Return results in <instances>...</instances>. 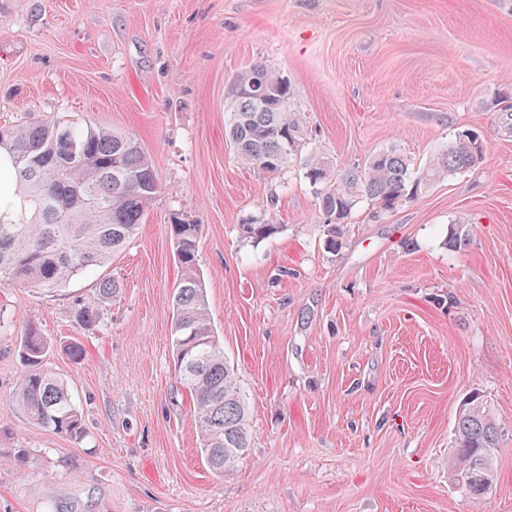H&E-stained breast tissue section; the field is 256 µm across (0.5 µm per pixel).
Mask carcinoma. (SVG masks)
<instances>
[{"instance_id":"1","label":"carcinoma","mask_w":512,"mask_h":512,"mask_svg":"<svg viewBox=\"0 0 512 512\" xmlns=\"http://www.w3.org/2000/svg\"><path fill=\"white\" fill-rule=\"evenodd\" d=\"M294 91L288 78L255 64L237 74L230 87L225 134L236 158L261 173H275L299 160L327 227L326 246L334 250L344 225L363 200L388 212L415 199L433 182L480 162L486 146L476 133L461 131L424 167L390 147L371 154L363 166L335 169L312 150L302 154L305 131L290 111ZM0 280L52 290L104 266L138 234L145 212L162 185L151 157L138 139L104 126L25 120L0 127ZM181 279L171 300L176 370L190 393L201 451L213 472L224 474L250 448L246 395L224 349L215 340L207 299L197 269L199 225H173ZM280 226L250 219L240 238L257 242ZM472 230L453 224L448 245L467 246ZM50 344L28 327L20 347L25 366L16 401L35 424L71 438L85 435L82 416L63 382L42 367ZM498 427L479 395L461 405L454 423L448 478L461 490L484 497L479 477L496 481Z\"/></svg>"}]
</instances>
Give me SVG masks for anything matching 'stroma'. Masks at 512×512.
I'll use <instances>...</instances> for the list:
<instances>
[{
  "mask_svg": "<svg viewBox=\"0 0 512 512\" xmlns=\"http://www.w3.org/2000/svg\"><path fill=\"white\" fill-rule=\"evenodd\" d=\"M255 63L288 77L307 149L338 166L392 146L422 166L464 130L485 157L385 215L360 203L329 251L298 164L253 172L225 137L230 81ZM27 115L133 134L163 190L104 268L0 285V512H512V0H0V125ZM178 217L200 227L247 397L249 454L221 477L172 354ZM251 217L280 230L241 240ZM454 223L473 230L461 251ZM31 325L82 439L13 402ZM473 392L500 428L479 502L448 480Z\"/></svg>",
  "mask_w": 512,
  "mask_h": 512,
  "instance_id": "1",
  "label": "stroma"
}]
</instances>
